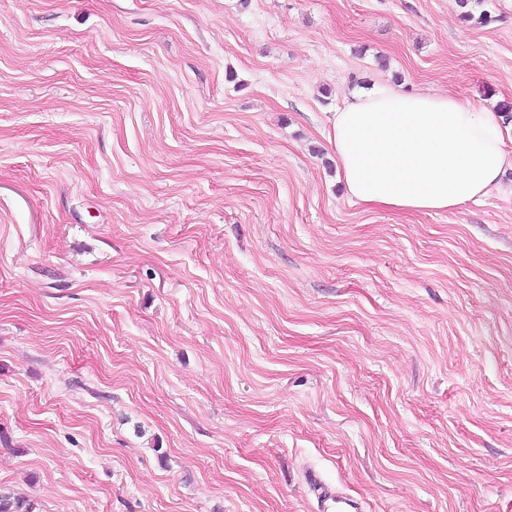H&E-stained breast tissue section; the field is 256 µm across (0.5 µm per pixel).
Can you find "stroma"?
<instances>
[{"label": "stroma", "instance_id": "35a3bbf8", "mask_svg": "<svg viewBox=\"0 0 512 512\" xmlns=\"http://www.w3.org/2000/svg\"><path fill=\"white\" fill-rule=\"evenodd\" d=\"M0 0V486L36 512H512V171L353 204L352 87L512 102V0ZM305 482L317 500L318 512H362L361 501L350 496L340 488L325 483L316 471L305 473Z\"/></svg>", "mask_w": 512, "mask_h": 512}]
</instances>
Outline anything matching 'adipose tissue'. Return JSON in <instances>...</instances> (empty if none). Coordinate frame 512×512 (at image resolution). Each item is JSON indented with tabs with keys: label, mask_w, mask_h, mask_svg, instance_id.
<instances>
[{
	"label": "adipose tissue",
	"mask_w": 512,
	"mask_h": 512,
	"mask_svg": "<svg viewBox=\"0 0 512 512\" xmlns=\"http://www.w3.org/2000/svg\"><path fill=\"white\" fill-rule=\"evenodd\" d=\"M330 123L328 141L357 204L449 212L512 170L503 115L452 96L379 84L347 94Z\"/></svg>",
	"instance_id": "1"
}]
</instances>
